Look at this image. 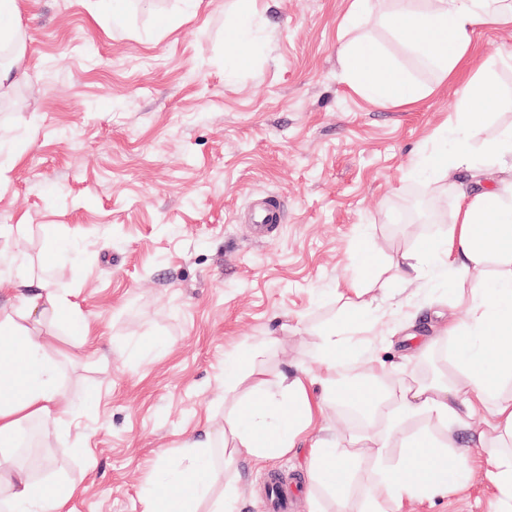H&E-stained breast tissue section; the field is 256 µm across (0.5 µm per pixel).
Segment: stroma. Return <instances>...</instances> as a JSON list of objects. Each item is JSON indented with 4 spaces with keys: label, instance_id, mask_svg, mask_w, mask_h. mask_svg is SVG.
<instances>
[{
    "label": "stroma",
    "instance_id": "1",
    "mask_svg": "<svg viewBox=\"0 0 512 512\" xmlns=\"http://www.w3.org/2000/svg\"><path fill=\"white\" fill-rule=\"evenodd\" d=\"M198 17L181 0L130 11L125 29L94 19L89 0H20L26 78L0 98V306L28 279H50L81 323L46 319L70 404L60 431L37 432L52 460L45 480L75 489L72 512H142V494L186 442L224 427L261 380L316 371L324 332L344 313L360 250L377 262L444 234L455 181L428 164L454 126L464 87L481 77L512 92V23L477 27L472 56L450 78L398 51L394 0H259L251 57L234 66L227 32L237 0H207ZM176 16L163 31L158 16ZM379 49L427 91L383 104L354 89L338 59L347 42ZM280 197L283 222L257 240L240 215ZM378 280L366 349L394 381L400 370L434 381L448 344L430 337L433 283ZM90 332L94 345L81 342ZM250 359L238 389L224 368ZM345 404L325 407L295 448L262 462L225 464L237 512H261L268 473L298 488L310 512L311 446L380 429ZM216 479L211 498L221 497ZM495 489L476 473L462 490L406 502L401 512H491Z\"/></svg>",
    "mask_w": 512,
    "mask_h": 512
}]
</instances>
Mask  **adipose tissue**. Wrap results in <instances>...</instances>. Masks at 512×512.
<instances>
[{
    "label": "adipose tissue",
    "mask_w": 512,
    "mask_h": 512,
    "mask_svg": "<svg viewBox=\"0 0 512 512\" xmlns=\"http://www.w3.org/2000/svg\"><path fill=\"white\" fill-rule=\"evenodd\" d=\"M392 19L404 51L436 63L451 77L473 50L479 25L512 21V0H397ZM353 85L375 101L410 104L424 91L392 66L379 51L348 45L340 51ZM448 173L471 174L480 190H461L452 224L434 241L431 254L409 249L386 266L403 287L419 283L427 257L454 277L448 323L441 333L451 346L448 377L424 382L398 379L395 388L378 387L382 368L362 356L355 335L375 319L373 300L364 299L358 283L346 299L355 322L327 329L315 356L320 374L288 375L262 383L260 390L226 419L230 439L213 433L186 444L180 462L165 480L151 485L143 512H197L198 500L210 490L215 467L212 448L230 456L262 461L294 448L322 405L346 396L364 415L385 416L383 434L355 439L349 445L315 444L310 462L314 483L330 491L336 512H349V487L357 463L370 464L359 512H388L404 501L430 499L465 486L483 470L497 490L493 512L512 505V130L500 134L475 160L468 147L442 155ZM68 293L40 282L24 292L14 313L0 311V455L9 456L25 423L56 427L68 410L57 385L58 362L36 318L44 313L72 318ZM320 393H313V385ZM420 414L431 416L446 431L480 423L479 454L452 441L411 430ZM401 448L391 457V448ZM72 490L38 483L30 469L0 464V512H67Z\"/></svg>",
    "instance_id": "obj_1"
}]
</instances>
